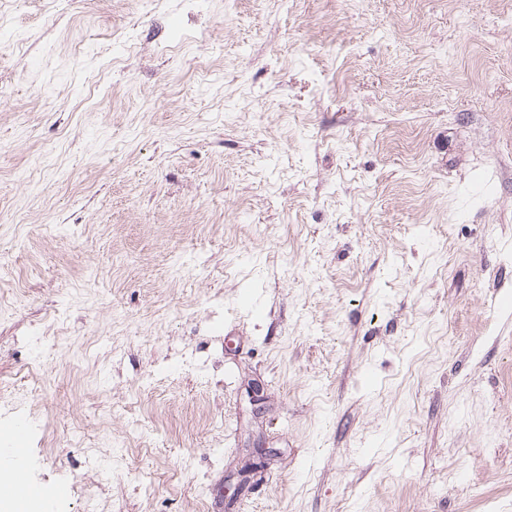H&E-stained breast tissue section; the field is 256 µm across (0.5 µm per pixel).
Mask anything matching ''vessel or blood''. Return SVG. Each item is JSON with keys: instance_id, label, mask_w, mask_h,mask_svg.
<instances>
[{"instance_id": "obj_1", "label": "vessel or blood", "mask_w": 512, "mask_h": 512, "mask_svg": "<svg viewBox=\"0 0 512 512\" xmlns=\"http://www.w3.org/2000/svg\"><path fill=\"white\" fill-rule=\"evenodd\" d=\"M26 425L17 423L6 433L0 434V465L10 467L14 478L0 483V500L15 503L18 512H36L37 507L65 497L69 492L67 484L41 485L30 482L24 475Z\"/></svg>"}]
</instances>
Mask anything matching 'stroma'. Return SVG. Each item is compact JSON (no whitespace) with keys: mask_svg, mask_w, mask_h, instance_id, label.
<instances>
[{"mask_svg":"<svg viewBox=\"0 0 512 512\" xmlns=\"http://www.w3.org/2000/svg\"><path fill=\"white\" fill-rule=\"evenodd\" d=\"M0 86L49 512H512V0H0ZM247 461L246 469L241 473V478L234 485L232 495H238L244 487V484L248 481L250 474L254 471L259 470L267 464V461L270 458L271 450L268 447H265L262 444H257L253 448H249L246 450Z\"/></svg>","mask_w":512,"mask_h":512,"instance_id":"stroma-1","label":"stroma"}]
</instances>
